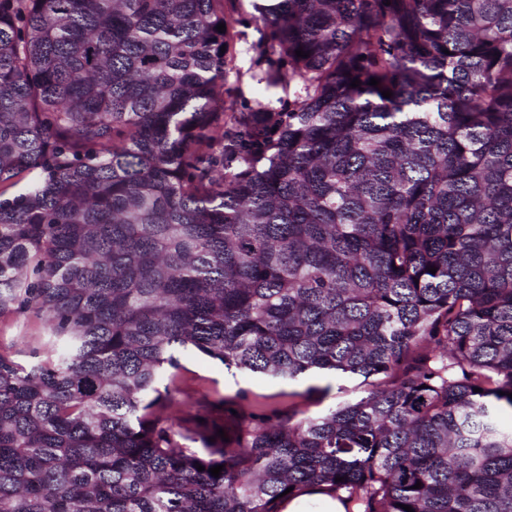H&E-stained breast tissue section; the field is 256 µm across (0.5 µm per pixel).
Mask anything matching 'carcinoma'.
Wrapping results in <instances>:
<instances>
[{
    "label": "carcinoma",
    "instance_id": "cac0c4a2",
    "mask_svg": "<svg viewBox=\"0 0 512 512\" xmlns=\"http://www.w3.org/2000/svg\"><path fill=\"white\" fill-rule=\"evenodd\" d=\"M252 7L286 111L224 106V0H0V317L49 346L0 339V512H512V0ZM189 347L360 391L245 410ZM46 334L44 323L32 315L0 318V336H5L7 339L12 336H25L24 344L16 347V350L19 351L18 358L23 362L47 356V350L43 345ZM32 353H36V355Z\"/></svg>",
    "mask_w": 512,
    "mask_h": 512
}]
</instances>
